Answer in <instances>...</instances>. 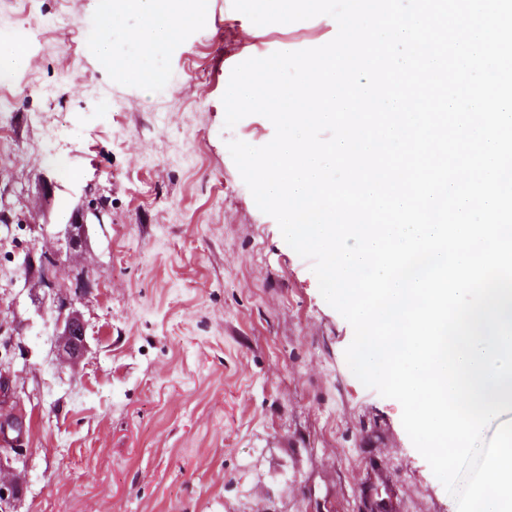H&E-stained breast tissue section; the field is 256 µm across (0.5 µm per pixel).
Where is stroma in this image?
Segmentation results:
<instances>
[{"label":"stroma","instance_id":"obj_1","mask_svg":"<svg viewBox=\"0 0 512 512\" xmlns=\"http://www.w3.org/2000/svg\"><path fill=\"white\" fill-rule=\"evenodd\" d=\"M138 25L103 30L93 0H0V45L31 33L0 84V209L22 218L0 223V409L21 418L26 450L0 472L23 479L15 512H457L400 403L351 372L352 326L227 148L275 133L257 114L225 128L232 69L324 45L335 20L257 26L232 0H196L147 57ZM38 112L69 122L55 151ZM90 184L112 221L73 251ZM46 251L50 288L22 265ZM63 293L86 325L75 364L57 352Z\"/></svg>","mask_w":512,"mask_h":512}]
</instances>
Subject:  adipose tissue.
I'll list each match as a JSON object with an SVG mask.
<instances>
[{
	"label": "adipose tissue",
	"instance_id": "ef3b65f1",
	"mask_svg": "<svg viewBox=\"0 0 512 512\" xmlns=\"http://www.w3.org/2000/svg\"><path fill=\"white\" fill-rule=\"evenodd\" d=\"M190 0H95V13L105 27H112L121 16L135 14L140 26L135 41L142 55L169 41L184 21Z\"/></svg>",
	"mask_w": 512,
	"mask_h": 512
}]
</instances>
